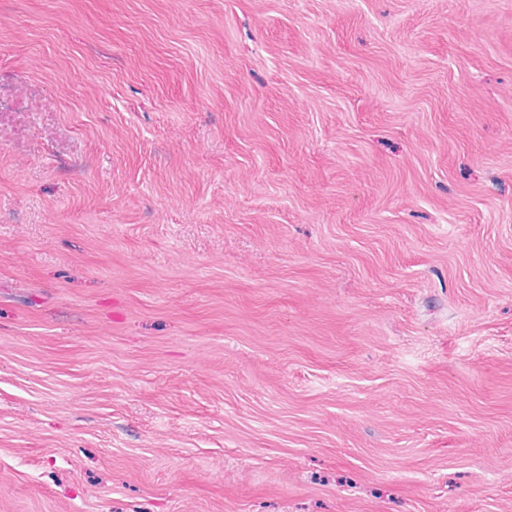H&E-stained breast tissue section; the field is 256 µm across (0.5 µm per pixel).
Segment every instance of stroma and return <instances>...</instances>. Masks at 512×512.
<instances>
[{
	"mask_svg": "<svg viewBox=\"0 0 512 512\" xmlns=\"http://www.w3.org/2000/svg\"><path fill=\"white\" fill-rule=\"evenodd\" d=\"M0 512H512V0H0Z\"/></svg>",
	"mask_w": 512,
	"mask_h": 512,
	"instance_id": "stroma-1",
	"label": "stroma"
}]
</instances>
